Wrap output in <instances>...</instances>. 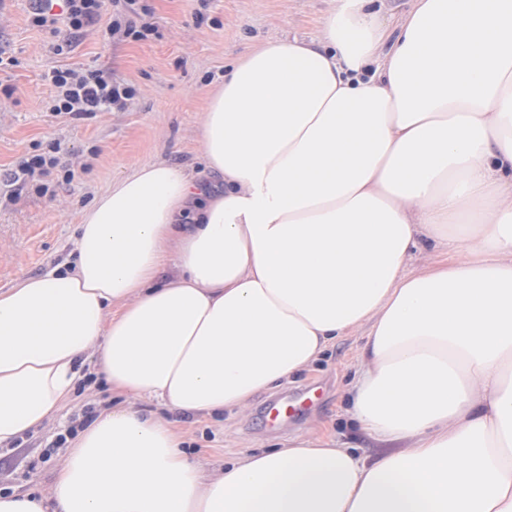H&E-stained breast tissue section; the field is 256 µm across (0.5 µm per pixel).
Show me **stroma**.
<instances>
[{"label":"stroma","mask_w":512,"mask_h":512,"mask_svg":"<svg viewBox=\"0 0 512 512\" xmlns=\"http://www.w3.org/2000/svg\"><path fill=\"white\" fill-rule=\"evenodd\" d=\"M148 13L144 37H103L93 28L63 53L62 35L32 25L27 0L0 9V56L14 58L0 70V172L15 168L34 147L57 142L61 163L73 180H58L50 193L25 187L16 201L0 198V289L73 261L81 211L135 165L163 160L201 169L198 128L224 66L266 41L285 35L316 39L333 0H142ZM104 67L132 85L125 109L73 120L50 110L57 68ZM362 331L337 339L307 370L256 394L242 414L202 416L173 412L169 418L189 449L204 463L232 459L239 451L280 448L298 436L334 438L373 458L377 443L350 419L346 391L355 378ZM307 400L301 412L272 427L262 411L281 396ZM120 395L105 381L77 387L70 401L44 428L25 434L17 447L0 450V490L46 489L66 454L58 434L87 406L103 411Z\"/></svg>","instance_id":"35a3bbf8"}]
</instances>
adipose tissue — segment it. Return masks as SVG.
Instances as JSON below:
<instances>
[{
  "instance_id": "obj_1",
  "label": "adipose tissue",
  "mask_w": 512,
  "mask_h": 512,
  "mask_svg": "<svg viewBox=\"0 0 512 512\" xmlns=\"http://www.w3.org/2000/svg\"><path fill=\"white\" fill-rule=\"evenodd\" d=\"M374 3L225 65L208 177L136 166L72 268L0 290V447L84 356L132 399L0 512H512V0H413L389 50ZM424 236L454 258L407 273ZM360 328L347 412L375 459L300 436L209 468L133 405L241 412Z\"/></svg>"
}]
</instances>
